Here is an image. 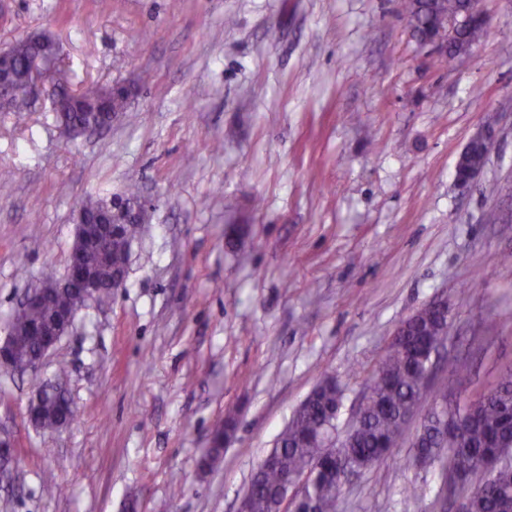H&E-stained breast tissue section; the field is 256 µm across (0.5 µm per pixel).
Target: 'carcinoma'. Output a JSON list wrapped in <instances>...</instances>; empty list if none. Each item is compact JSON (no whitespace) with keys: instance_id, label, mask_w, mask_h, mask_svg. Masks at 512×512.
<instances>
[{"instance_id":"1","label":"carcinoma","mask_w":512,"mask_h":512,"mask_svg":"<svg viewBox=\"0 0 512 512\" xmlns=\"http://www.w3.org/2000/svg\"><path fill=\"white\" fill-rule=\"evenodd\" d=\"M469 0H400L412 33L422 40L444 28L450 17H461ZM458 47L469 48L487 34V24H465L456 30ZM13 57L11 93L21 103L28 95L32 80L31 62L38 55L58 57L60 46L52 37L41 42L20 37L7 47ZM106 86L87 84L75 91L79 108L67 110L75 123L97 120L94 104L105 94ZM138 225L128 224L117 238L106 240L102 250L110 257L103 265L99 253L88 261L103 281L112 279V271L121 270L128 259V245ZM79 296L71 291L58 292L51 305L16 309L9 321L17 345L13 370L29 371L40 351V340L28 335L33 323L46 320L59 308L75 307ZM448 335V321L437 312L425 310L402 323L398 336L367 382L360 421L336 437V409L343 402V389L336 379L324 378L309 393L281 431L273 448L274 461L255 468L250 479L248 512H279L294 478L305 477L299 493L293 497L296 512H339L341 488L360 477L397 446L408 414L427 399L447 408L448 419L459 429L440 430L432 414H426L409 449L413 463L425 457L440 462L446 472L465 480L483 471L489 460H497L492 476L485 478L470 496V512H512V418L505 408L512 405V369L503 372L497 382L474 398H463L470 383L468 368L453 362L448 381L438 386L426 382L428 358L423 348L439 343ZM47 388L40 427L54 430L61 417L53 391Z\"/></svg>"}]
</instances>
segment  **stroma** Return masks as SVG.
<instances>
[{"instance_id": "1", "label": "stroma", "mask_w": 512, "mask_h": 512, "mask_svg": "<svg viewBox=\"0 0 512 512\" xmlns=\"http://www.w3.org/2000/svg\"><path fill=\"white\" fill-rule=\"evenodd\" d=\"M0 0V48L46 32L60 83H126L119 121L68 140L51 85L0 112V339L23 295L66 272L76 211L138 186L150 220L123 287L89 301L39 371L0 372L13 459L0 512H237L252 470L313 387L344 390L346 429L396 328L449 306L443 360L470 393L512 368V0L447 60L397 0ZM475 185L458 156L488 115ZM76 416L43 431L49 382ZM237 429L200 461L226 407ZM398 448L344 487L341 512H457L439 465ZM422 497H411V487Z\"/></svg>"}]
</instances>
